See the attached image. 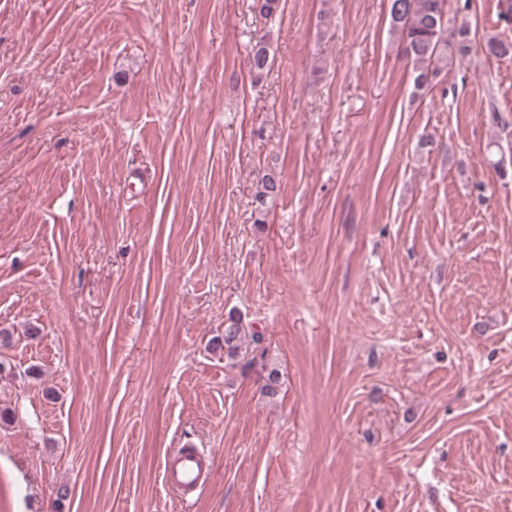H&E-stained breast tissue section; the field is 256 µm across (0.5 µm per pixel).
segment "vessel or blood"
<instances>
[{"instance_id":"b4317fda","label":"vessel or blood","mask_w":512,"mask_h":512,"mask_svg":"<svg viewBox=\"0 0 512 512\" xmlns=\"http://www.w3.org/2000/svg\"><path fill=\"white\" fill-rule=\"evenodd\" d=\"M212 456L196 448L177 449L165 462L163 482L184 507H192L195 497L212 472Z\"/></svg>"}]
</instances>
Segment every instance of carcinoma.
Masks as SVG:
<instances>
[{
    "mask_svg": "<svg viewBox=\"0 0 512 512\" xmlns=\"http://www.w3.org/2000/svg\"><path fill=\"white\" fill-rule=\"evenodd\" d=\"M447 0H391L390 16L392 30L398 34L403 52L413 64L414 87L418 92L426 90L440 74L448 59L454 55L465 57L471 52L469 30L462 26L451 29L445 10ZM489 56L512 55V42L492 38L486 43ZM271 43L265 35L253 43L248 65L251 74L260 79L271 65ZM281 191L280 176L273 170L266 171L257 184L254 195L256 222L264 223L269 204ZM224 349V358L233 367L248 370L256 366L267 372L262 392L267 397L277 394L279 373L266 363L267 347L258 333L248 337L242 319L228 316L224 321V338L218 344Z\"/></svg>",
    "mask_w": 512,
    "mask_h": 512,
    "instance_id": "cac0c4a2",
    "label": "carcinoma"
}]
</instances>
